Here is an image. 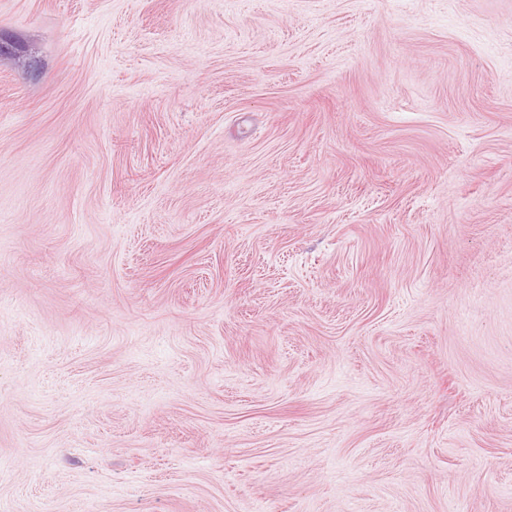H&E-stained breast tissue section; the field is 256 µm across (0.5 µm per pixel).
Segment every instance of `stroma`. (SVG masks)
Segmentation results:
<instances>
[{
  "label": "stroma",
  "instance_id": "obj_1",
  "mask_svg": "<svg viewBox=\"0 0 512 512\" xmlns=\"http://www.w3.org/2000/svg\"><path fill=\"white\" fill-rule=\"evenodd\" d=\"M0 42V512H512V0Z\"/></svg>",
  "mask_w": 512,
  "mask_h": 512
}]
</instances>
